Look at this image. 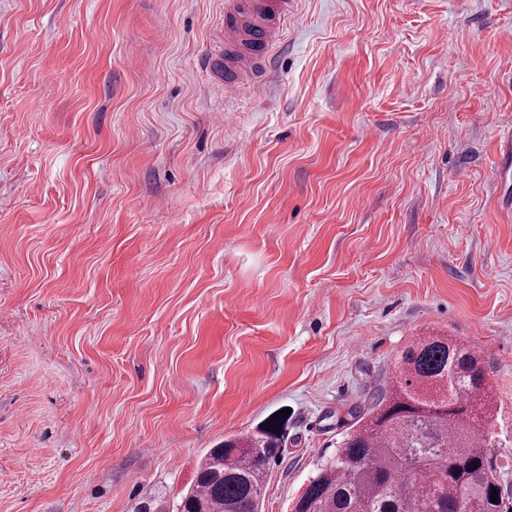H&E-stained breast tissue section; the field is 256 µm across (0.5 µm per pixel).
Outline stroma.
I'll list each match as a JSON object with an SVG mask.
<instances>
[{
	"instance_id": "1",
	"label": "stroma",
	"mask_w": 512,
	"mask_h": 512,
	"mask_svg": "<svg viewBox=\"0 0 512 512\" xmlns=\"http://www.w3.org/2000/svg\"><path fill=\"white\" fill-rule=\"evenodd\" d=\"M225 2L0 0V512H169L286 407L290 512L431 332L512 493V0H293L221 112Z\"/></svg>"
}]
</instances>
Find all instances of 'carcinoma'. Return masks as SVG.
<instances>
[{
  "label": "carcinoma",
  "mask_w": 512,
  "mask_h": 512,
  "mask_svg": "<svg viewBox=\"0 0 512 512\" xmlns=\"http://www.w3.org/2000/svg\"><path fill=\"white\" fill-rule=\"evenodd\" d=\"M495 402L474 348L448 336L413 338L385 391L349 410V431L293 512H512L492 444ZM278 448L268 431L208 449L171 512H262Z\"/></svg>",
  "instance_id": "1"
}]
</instances>
